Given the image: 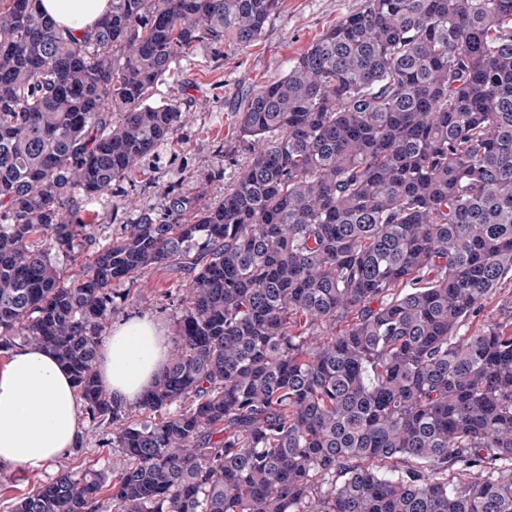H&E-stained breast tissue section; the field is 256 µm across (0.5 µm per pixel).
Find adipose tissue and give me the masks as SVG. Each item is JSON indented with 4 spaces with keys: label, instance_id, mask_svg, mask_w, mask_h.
I'll use <instances>...</instances> for the list:
<instances>
[{
    "label": "adipose tissue",
    "instance_id": "obj_1",
    "mask_svg": "<svg viewBox=\"0 0 512 512\" xmlns=\"http://www.w3.org/2000/svg\"><path fill=\"white\" fill-rule=\"evenodd\" d=\"M62 28L94 30L112 0H41ZM170 343L165 330L143 316L116 324L102 336L97 371L112 398L137 405L164 370ZM79 397L69 371L49 351L11 349L0 364V462L34 471L70 453L82 438Z\"/></svg>",
    "mask_w": 512,
    "mask_h": 512
}]
</instances>
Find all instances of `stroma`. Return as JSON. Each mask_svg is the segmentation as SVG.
Returning <instances> with one entry per match:
<instances>
[{"label":"stroma","mask_w":512,"mask_h":512,"mask_svg":"<svg viewBox=\"0 0 512 512\" xmlns=\"http://www.w3.org/2000/svg\"><path fill=\"white\" fill-rule=\"evenodd\" d=\"M363 5L364 0H279L261 38L251 46L200 43L180 57L173 73L155 88L153 99L176 100L189 117L168 144L142 159L129 179L83 201L81 218L90 225L97 246L112 242L124 225L137 223L143 214L164 215L170 187L204 191L213 204L222 201L234 170L250 161L236 137L237 115L248 99L283 77L309 46ZM186 282V277L157 267L120 283L126 299L113 322L146 315L162 324L169 338H176L178 290ZM107 433V428L84 424L80 447L53 467L33 474L1 464L0 483L21 495L61 469L108 467L112 454L104 445Z\"/></svg>","instance_id":"35a3bbf8"}]
</instances>
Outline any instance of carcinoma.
Wrapping results in <instances>:
<instances>
[{
	"label": "carcinoma",
	"mask_w": 512,
	"mask_h": 512,
	"mask_svg": "<svg viewBox=\"0 0 512 512\" xmlns=\"http://www.w3.org/2000/svg\"><path fill=\"white\" fill-rule=\"evenodd\" d=\"M279 0H112L81 37L0 0V351L71 373L112 474L8 512H512V0H365L249 99L224 201L178 187L92 241L75 195L184 122L151 101L198 43L244 48ZM187 274L167 369L132 413L101 385L112 284ZM512 300V282H507L501 288L489 296L485 303L483 312L480 317L471 321L468 325L470 328H481L484 325L497 321L500 318L499 309L503 301Z\"/></svg>",
	"instance_id": "1"
}]
</instances>
